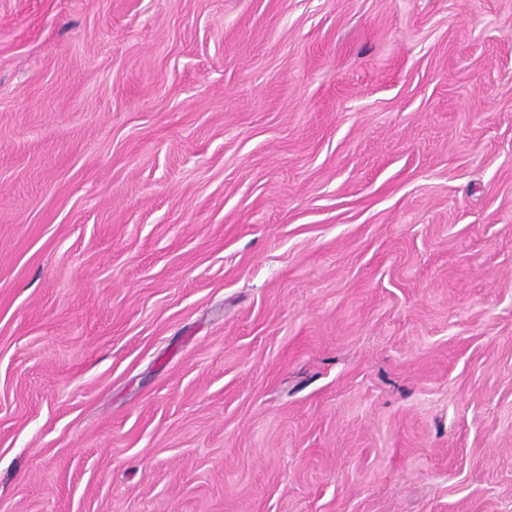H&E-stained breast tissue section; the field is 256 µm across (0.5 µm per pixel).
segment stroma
I'll use <instances>...</instances> for the list:
<instances>
[{
    "instance_id": "1",
    "label": "stroma",
    "mask_w": 512,
    "mask_h": 512,
    "mask_svg": "<svg viewBox=\"0 0 512 512\" xmlns=\"http://www.w3.org/2000/svg\"><path fill=\"white\" fill-rule=\"evenodd\" d=\"M0 512H512V0H0Z\"/></svg>"
}]
</instances>
